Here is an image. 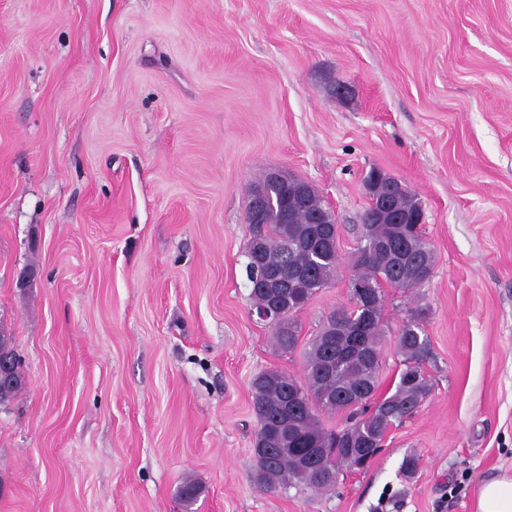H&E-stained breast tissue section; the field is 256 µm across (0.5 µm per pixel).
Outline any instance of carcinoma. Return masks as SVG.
<instances>
[{
	"label": "carcinoma",
	"mask_w": 512,
	"mask_h": 512,
	"mask_svg": "<svg viewBox=\"0 0 512 512\" xmlns=\"http://www.w3.org/2000/svg\"><path fill=\"white\" fill-rule=\"evenodd\" d=\"M316 204L288 202V222L278 215L268 217L260 227L269 243L263 256L265 265L288 270V279L278 296L287 310L302 307L317 290L328 286L339 266L338 248L323 242L324 225L311 223ZM355 252L378 242L386 249L368 263L352 260L351 282L374 283L369 302L350 295L352 307L335 310L326 318L306 352L305 380L300 381L279 370H266L252 381L253 406L257 418L253 453L256 458L255 482L260 489L275 492L290 488H308L323 493L332 490L341 471H360L382 450L387 431L412 416L430 393L425 363L431 348L420 314L398 325L396 351L402 357V369L394 392L377 401L367 395L377 390L382 363L384 319L383 286L395 287L401 274L400 263L411 264L425 277L434 269V251L414 224H364ZM293 243L288 252L280 251L283 243ZM252 305L262 306L272 300L254 282L253 272L246 270ZM336 322L340 336L329 335L328 324ZM368 327L367 335L349 345L344 333ZM276 345L285 352L295 349L298 316L289 314L272 328ZM15 386L0 390V404L17 396L25 387L21 360H16ZM301 387L305 404L287 412L288 390ZM361 393L353 402L347 395ZM349 411L346 425L340 430L325 427L321 413Z\"/></svg>",
	"instance_id": "carcinoma-1"
}]
</instances>
